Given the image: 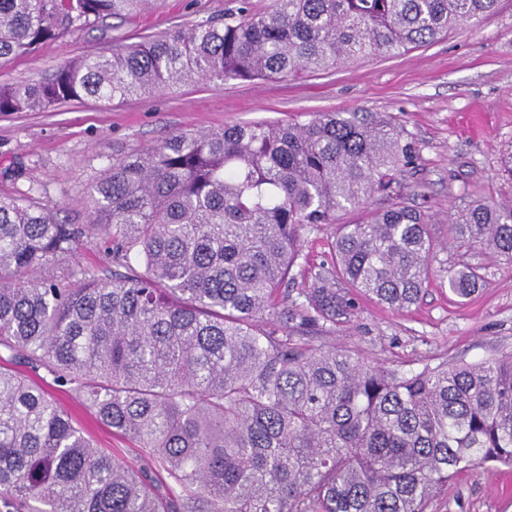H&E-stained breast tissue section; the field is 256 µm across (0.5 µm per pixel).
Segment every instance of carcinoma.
I'll list each match as a JSON object with an SVG mask.
<instances>
[{"label":"carcinoma","instance_id":"cac0c4a2","mask_svg":"<svg viewBox=\"0 0 512 512\" xmlns=\"http://www.w3.org/2000/svg\"><path fill=\"white\" fill-rule=\"evenodd\" d=\"M150 0H0V64ZM498 0H276L0 85V113L257 80L395 55ZM418 149L373 112L178 131L109 160L90 223L60 224L30 186L0 194V505L28 512H426L448 481L512 465V354L387 369L313 344L354 294L417 303L437 244L398 176ZM380 194L355 224L336 215ZM334 260L294 296L302 233ZM98 238L105 268L54 264ZM449 240L512 264V205L477 200ZM473 270L448 280L459 298ZM267 326L259 327L258 321ZM133 439L169 482L94 447L49 392Z\"/></svg>","mask_w":512,"mask_h":512}]
</instances>
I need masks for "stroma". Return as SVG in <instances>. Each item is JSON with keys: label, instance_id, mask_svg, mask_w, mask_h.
<instances>
[{"label": "stroma", "instance_id": "stroma-1", "mask_svg": "<svg viewBox=\"0 0 512 512\" xmlns=\"http://www.w3.org/2000/svg\"><path fill=\"white\" fill-rule=\"evenodd\" d=\"M262 12L273 0H151L146 11L68 35L0 66V84L55 70L71 59ZM379 112L416 141L418 156L399 178L409 205L429 219L439 246L419 302L404 311L368 299L351 322L322 337L391 369L442 361L473 363L512 351V265L483 246L449 243L448 220L472 201L512 203V176L501 159L512 150V0L433 42L394 56L267 81L190 82L143 98L60 104L51 112L0 113V190L44 188L41 202L61 224L88 223V190L109 157L147 147L177 130L208 131L252 121L304 122L321 112ZM23 172L12 179L11 169ZM332 226L303 236V260L290 287H306L330 260ZM476 269L471 297L448 287L454 272ZM56 395L95 445L132 468L148 466L140 448L98 424L64 390ZM428 512H512V468L487 465L457 475Z\"/></svg>", "mask_w": 512, "mask_h": 512}]
</instances>
